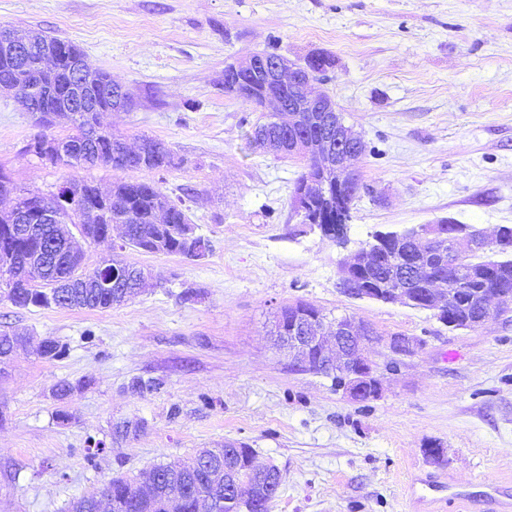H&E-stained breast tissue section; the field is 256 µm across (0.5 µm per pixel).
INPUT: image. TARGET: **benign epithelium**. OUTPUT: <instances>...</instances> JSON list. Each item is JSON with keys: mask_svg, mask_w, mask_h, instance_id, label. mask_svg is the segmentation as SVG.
Segmentation results:
<instances>
[{"mask_svg": "<svg viewBox=\"0 0 512 512\" xmlns=\"http://www.w3.org/2000/svg\"><path fill=\"white\" fill-rule=\"evenodd\" d=\"M253 76L262 85L265 94L264 110L286 112L293 126L305 113L318 112L335 122L336 135L324 138H299L288 140V153L297 155L327 173L334 172L342 180L355 171V160L360 148V138L346 126L334 103L325 94L310 95L307 88L313 80L310 72L297 66H288L282 58H270L256 54L241 65L224 67V79L237 83L240 71ZM288 86L292 95L288 103L275 93L280 86ZM13 223L5 225L14 231L13 224L20 225V232L29 236L40 233L39 225L52 224L60 219L61 208L39 206L26 209L13 207ZM444 224H426L419 231L405 230L388 237L377 234L372 241L345 257L339 263L338 288L356 299H369L382 303H401L409 307L429 310L434 316L452 329H468L483 325L491 317L505 312L512 306V292H486L478 296L474 314L462 319L448 318V310L458 304L456 293L448 288V282L438 275L431 278L425 288H416L402 270L404 257L431 255L430 245L434 242H448V251L443 253L440 267L448 268L455 259L476 251L512 250V235L504 234L498 228L492 238L480 231H472L465 224L451 233ZM389 262V272L379 282L362 279L365 271L375 267L373 259ZM42 260L37 252L26 260L5 253L4 269L12 270L14 280L26 283L35 271V264ZM325 317L316 308L307 304L288 306V319H279V339L288 349V355L297 365L331 378L336 390L343 391L354 401L377 398L382 391V378L376 366L365 355L369 344L376 340L373 330L348 317L333 320L331 335L323 334ZM417 346V340L409 336H393L389 348L396 356H408ZM224 506L229 512H252L257 505L258 484L263 483L269 491H276L282 483V474L277 466L262 463L252 457V449L245 446H224Z\"/></svg>", "mask_w": 512, "mask_h": 512, "instance_id": "obj_1", "label": "benign epithelium"}]
</instances>
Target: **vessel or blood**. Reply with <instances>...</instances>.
I'll return each instance as SVG.
<instances>
[{"label":"vessel or blood","mask_w":512,"mask_h":512,"mask_svg":"<svg viewBox=\"0 0 512 512\" xmlns=\"http://www.w3.org/2000/svg\"><path fill=\"white\" fill-rule=\"evenodd\" d=\"M416 512H446L455 504L479 503L483 512H512V488L486 484L480 496L460 490L445 480L416 477L410 486Z\"/></svg>","instance_id":"1"}]
</instances>
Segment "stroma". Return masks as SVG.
Masks as SVG:
<instances>
[{"label": "stroma", "mask_w": 512, "mask_h": 512, "mask_svg": "<svg viewBox=\"0 0 512 512\" xmlns=\"http://www.w3.org/2000/svg\"><path fill=\"white\" fill-rule=\"evenodd\" d=\"M1 24L71 40L131 93L134 109L103 125L167 144L180 164L151 178L211 251L124 250L116 226L76 245L86 268L117 248L150 272L125 304L19 309L0 297V329L26 338L0 366V512H67L112 477L228 441L279 467L269 512H413L417 474L476 495L487 481L512 487V315L454 330L337 287L340 261L375 232L512 225V0H0ZM269 48L331 59L311 90L363 144L346 246L301 224L303 160L256 151L260 112L224 92L227 64ZM39 132L0 90V171L20 188L49 195L77 179L106 191L138 177L39 159L26 151ZM297 302L376 331L380 397L352 401L278 346L277 315ZM397 335L418 341L398 360ZM45 339L66 355L38 356ZM138 379L157 387L136 392ZM61 381L73 387L63 400Z\"/></svg>", "instance_id": "35a3bbf8"}]
</instances>
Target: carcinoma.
<instances>
[{
  "mask_svg": "<svg viewBox=\"0 0 512 512\" xmlns=\"http://www.w3.org/2000/svg\"><path fill=\"white\" fill-rule=\"evenodd\" d=\"M35 44L29 46L35 57L51 45L66 50L78 60H83L82 50L73 42L49 36L39 31L30 32ZM81 80L86 89L95 92V97L71 110L69 122L75 133L56 140L60 151L51 155L37 150L36 145L46 138L41 134L28 145L27 151L40 159L54 164L61 163L73 168H90L97 165L115 171L160 172L178 166L172 151L166 144L152 137H142L136 149L127 146L123 138L105 129L100 123L103 112L112 111L111 74L89 63L83 65ZM74 75L70 63H65L48 77L17 58L0 50V82L16 88L17 98L25 111L45 113L49 107L61 103L68 97ZM261 130L251 135L254 146L264 152H280L279 145L288 141V136H319L331 133L325 126L306 120L293 128L276 119V114L266 113ZM69 193L71 203L65 207V220L49 228L48 239L61 241L71 234V225L85 224V229L96 241L114 224L123 228L126 245L147 253L175 254L192 261L206 258L210 253L208 239H203L200 251L187 248L184 232L188 224L182 202H176L165 194L156 182L149 179L122 180L113 183L105 205L91 212L83 204L96 196L99 187L91 181H70L59 187L58 193L47 201L55 202L59 195ZM303 194L316 212L333 213L343 211L344 220L350 219L353 199L342 200L323 195L320 189V174L313 165L295 180L293 194ZM15 195L19 204H32L31 193L17 191L8 175L0 171V196ZM483 268L489 273L484 281H475L468 275L471 268ZM57 276L54 272L39 274L28 286L10 281L0 274V296L21 309L60 308L107 310L130 300L135 293L120 286L109 289L98 288L87 280L78 288L66 291L58 299ZM448 287L456 290L462 298L469 300L480 291L496 288L512 289V257L500 253L498 259H483L482 254L473 253L456 260L448 270ZM209 451H199L191 460L177 465L161 464L153 468L146 479L150 491L124 479L109 482L105 496L97 493L82 495L74 499L69 512H226L224 509V460L204 462Z\"/></svg>",
  "mask_w": 512,
  "mask_h": 512,
  "instance_id": "cac0c4a2",
  "label": "carcinoma"
}]
</instances>
